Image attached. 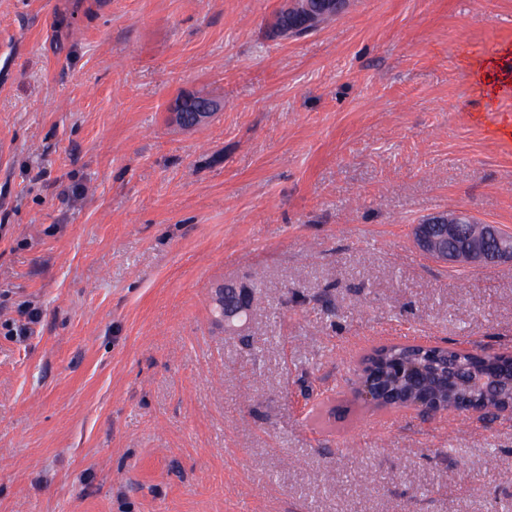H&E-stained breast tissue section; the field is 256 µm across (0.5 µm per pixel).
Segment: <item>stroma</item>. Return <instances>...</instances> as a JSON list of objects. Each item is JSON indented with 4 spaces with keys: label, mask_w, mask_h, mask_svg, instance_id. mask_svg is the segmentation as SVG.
Returning <instances> with one entry per match:
<instances>
[{
    "label": "stroma",
    "mask_w": 512,
    "mask_h": 512,
    "mask_svg": "<svg viewBox=\"0 0 512 512\" xmlns=\"http://www.w3.org/2000/svg\"><path fill=\"white\" fill-rule=\"evenodd\" d=\"M0 0V512H498L512 415L373 410L390 343L512 354V0ZM183 94L222 108L179 126ZM262 285L245 335L227 284ZM29 306L26 340L2 322ZM345 2L346 0H294L290 8L299 4L315 6H313L312 10V6H307L306 13L301 16L300 20L292 28L294 30L309 29L312 25L319 22L324 13L334 15L336 12H339ZM478 224L459 212L430 217L412 227L415 247L426 257L458 267H487L512 262V235L495 224H483L480 235L463 232L465 225ZM448 242L454 244L448 249ZM218 299V310L224 307V325L229 330H236L235 323L244 320L242 314L249 313L252 308L251 293L249 288L237 287L232 284L221 287ZM236 320V322H234Z\"/></svg>",
    "instance_id": "stroma-1"
}]
</instances>
